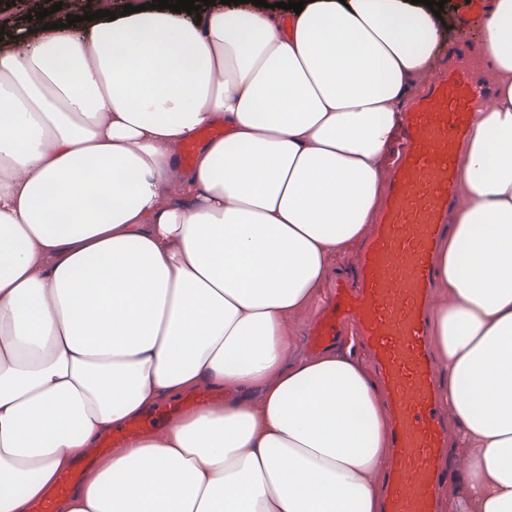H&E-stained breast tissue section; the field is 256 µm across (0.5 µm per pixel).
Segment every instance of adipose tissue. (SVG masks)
<instances>
[{
    "label": "adipose tissue",
    "mask_w": 512,
    "mask_h": 512,
    "mask_svg": "<svg viewBox=\"0 0 512 512\" xmlns=\"http://www.w3.org/2000/svg\"><path fill=\"white\" fill-rule=\"evenodd\" d=\"M496 90L435 256L442 512H512V0ZM0 52V512L201 386L224 402L99 460L60 512H381L387 413L352 351L292 359L290 316L378 207L392 115L432 74L419 0L148 9ZM190 169L181 147L208 126Z\"/></svg>",
    "instance_id": "adipose-tissue-1"
}]
</instances>
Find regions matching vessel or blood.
<instances>
[{
  "mask_svg": "<svg viewBox=\"0 0 512 512\" xmlns=\"http://www.w3.org/2000/svg\"><path fill=\"white\" fill-rule=\"evenodd\" d=\"M486 91L462 68L435 82L400 122L396 169L380 223L367 248L357 290L337 286L314 333L335 339L351 322L386 386L393 466L385 512H433V492L447 427L439 413L425 317L433 252L448 226L444 216L458 180V147ZM62 475L34 512H55L75 483Z\"/></svg>",
  "mask_w": 512,
  "mask_h": 512,
  "instance_id": "vessel-or-blood-1",
  "label": "vessel or blood"
}]
</instances>
